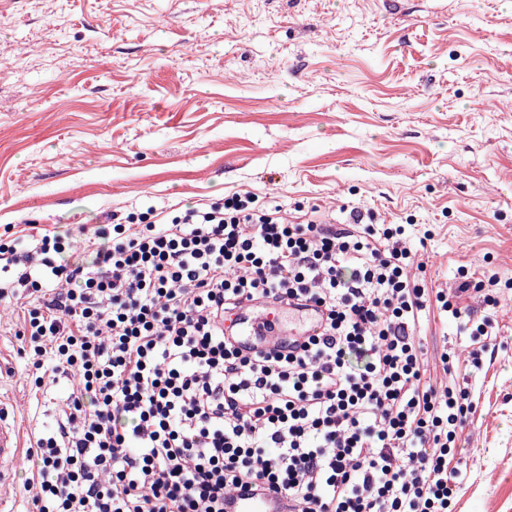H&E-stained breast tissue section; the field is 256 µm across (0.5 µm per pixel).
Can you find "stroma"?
<instances>
[{
  "mask_svg": "<svg viewBox=\"0 0 512 512\" xmlns=\"http://www.w3.org/2000/svg\"><path fill=\"white\" fill-rule=\"evenodd\" d=\"M370 210L426 278L512 279V0H0V235L223 202ZM0 307V394L24 446L73 379L35 387ZM472 378L454 322L420 327L433 382L467 380L457 512H512V296Z\"/></svg>",
  "mask_w": 512,
  "mask_h": 512,
  "instance_id": "stroma-1",
  "label": "stroma"
}]
</instances>
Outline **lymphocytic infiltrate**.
<instances>
[{
    "label": "lymphocytic infiltrate",
    "instance_id": "obj_1",
    "mask_svg": "<svg viewBox=\"0 0 512 512\" xmlns=\"http://www.w3.org/2000/svg\"><path fill=\"white\" fill-rule=\"evenodd\" d=\"M406 240L356 207L335 225L236 193L0 242L35 385L46 369L76 383L27 450L36 512H224L243 482L295 512H453L472 405L430 383L417 331L433 309L455 322L477 372L499 298L463 266L427 288ZM247 301L313 311L318 331L242 351L225 322Z\"/></svg>",
    "mask_w": 512,
    "mask_h": 512
}]
</instances>
